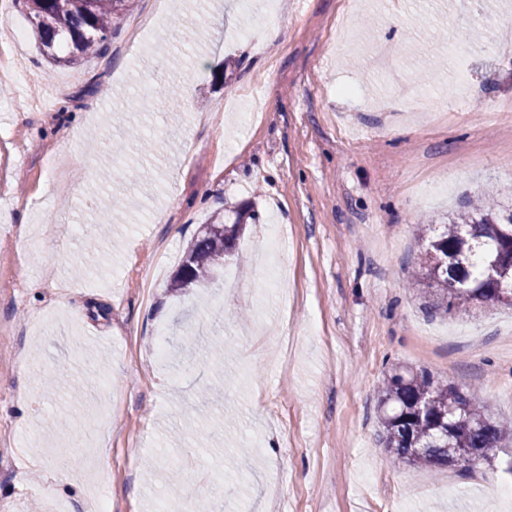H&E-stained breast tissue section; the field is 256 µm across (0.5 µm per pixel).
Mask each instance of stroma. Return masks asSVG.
Instances as JSON below:
<instances>
[{"mask_svg": "<svg viewBox=\"0 0 512 512\" xmlns=\"http://www.w3.org/2000/svg\"><path fill=\"white\" fill-rule=\"evenodd\" d=\"M265 3L134 0L77 67L5 8L25 30L0 27L20 69L0 80V505L90 512L108 471V512H157L174 481L210 512H512L511 441L469 471L402 465L376 413L398 365L512 417V307L432 314L406 286L421 216L512 202V122L487 110L512 99V0H362L343 34L342 0ZM386 44L393 69H372ZM462 48L491 60L463 110ZM245 202L238 290L171 291L201 224ZM184 332L194 349L158 356Z\"/></svg>", "mask_w": 512, "mask_h": 512, "instance_id": "1", "label": "stroma"}]
</instances>
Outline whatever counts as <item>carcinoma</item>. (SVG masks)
I'll list each match as a JSON object with an SVG mask.
<instances>
[{
  "instance_id": "carcinoma-1",
  "label": "carcinoma",
  "mask_w": 512,
  "mask_h": 512,
  "mask_svg": "<svg viewBox=\"0 0 512 512\" xmlns=\"http://www.w3.org/2000/svg\"><path fill=\"white\" fill-rule=\"evenodd\" d=\"M42 56L54 65L75 66L106 48L133 0H24ZM255 218L240 208L214 214L193 239L170 283L174 291L208 289L232 252L237 226ZM424 247L409 281L428 297L429 309L444 314L491 307L512 295V207L483 196L440 224H421ZM496 279L486 278L489 267ZM381 444L394 461L450 466L453 448L496 449L512 438V422L498 420L468 390L426 369L395 366L378 395Z\"/></svg>"
}]
</instances>
